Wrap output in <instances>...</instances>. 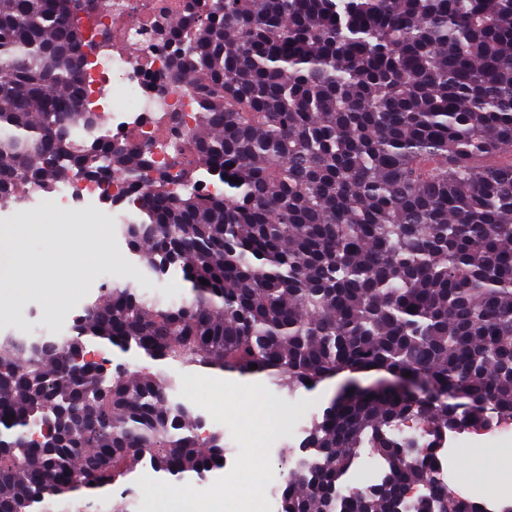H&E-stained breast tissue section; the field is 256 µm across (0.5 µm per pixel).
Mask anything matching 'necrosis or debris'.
Returning <instances> with one entry per match:
<instances>
[{
    "label": "necrosis or debris",
    "instance_id": "1",
    "mask_svg": "<svg viewBox=\"0 0 512 512\" xmlns=\"http://www.w3.org/2000/svg\"><path fill=\"white\" fill-rule=\"evenodd\" d=\"M189 0H110L94 22V48L87 66L83 107L90 112L110 111L112 134L128 147L148 153L154 166L164 168L175 188H182L190 167L188 131L194 126L196 103L192 87L170 89L160 95L158 83L168 81V58L148 49L131 56L128 42L143 39L161 18L182 17ZM122 30L123 42L111 35ZM60 207L76 214L95 212L106 224L129 222L133 210L103 208V189L78 173L57 183Z\"/></svg>",
    "mask_w": 512,
    "mask_h": 512
}]
</instances>
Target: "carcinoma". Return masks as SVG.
Returning <instances> with one entry per match:
<instances>
[{"instance_id":"carcinoma-1","label":"carcinoma","mask_w":512,"mask_h":512,"mask_svg":"<svg viewBox=\"0 0 512 512\" xmlns=\"http://www.w3.org/2000/svg\"><path fill=\"white\" fill-rule=\"evenodd\" d=\"M84 2L0 0L1 206L71 172L133 193L150 165L77 111ZM149 42L169 83L201 86L195 168L224 190L173 192L161 171L123 225L142 273L178 269L190 296L114 281L69 335L0 340V512L82 502L139 467L223 468V433L166 371H112L92 342L290 392L407 373L412 391L353 388L313 417L279 512H485L434 473L448 432L512 416V0H205ZM409 419L430 443L394 435ZM365 452L377 478L344 486Z\"/></svg>"}]
</instances>
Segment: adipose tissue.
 <instances>
[{"mask_svg": "<svg viewBox=\"0 0 512 512\" xmlns=\"http://www.w3.org/2000/svg\"><path fill=\"white\" fill-rule=\"evenodd\" d=\"M107 233L106 225L87 219L79 224H58L48 215L35 224L0 229V309L20 299L30 286L22 276L19 261L29 256L32 237L43 239L59 258L53 280L41 285L47 309L58 313L66 303L71 260L81 258L87 268L97 265L106 255Z\"/></svg>", "mask_w": 512, "mask_h": 512, "instance_id": "obj_1", "label": "adipose tissue"}]
</instances>
